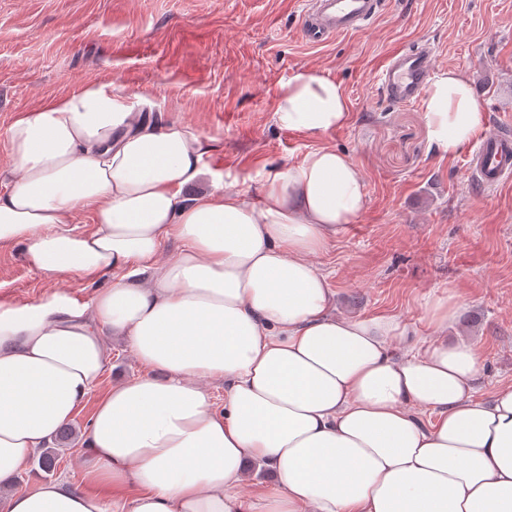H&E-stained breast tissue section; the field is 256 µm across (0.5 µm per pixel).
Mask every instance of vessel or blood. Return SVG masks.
<instances>
[{"instance_id":"vessel-or-blood-1","label":"vessel or blood","mask_w":512,"mask_h":512,"mask_svg":"<svg viewBox=\"0 0 512 512\" xmlns=\"http://www.w3.org/2000/svg\"><path fill=\"white\" fill-rule=\"evenodd\" d=\"M381 12L379 0H304L302 34L313 45L359 31ZM430 50H398L389 57L377 80L385 100L398 105L419 102L433 74ZM470 184L486 193L512 181V128L497 126L486 132L467 158Z\"/></svg>"}]
</instances>
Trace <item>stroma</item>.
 Returning <instances> with one entry per match:
<instances>
[{
    "instance_id": "1",
    "label": "stroma",
    "mask_w": 512,
    "mask_h": 512,
    "mask_svg": "<svg viewBox=\"0 0 512 512\" xmlns=\"http://www.w3.org/2000/svg\"><path fill=\"white\" fill-rule=\"evenodd\" d=\"M303 0H0V166L7 130L43 99L113 84L124 104L213 140L206 165L225 186L259 200L258 171L287 169L313 148L347 153L365 180L366 207L313 261L338 313L396 315L424 343L434 334L430 298L454 296L449 342L483 360L477 400L512 386V184L479 195L466 151L432 146L422 104L394 105L376 75L400 48L430 44L434 70L467 74L488 126L512 125V0H384L375 22L321 45L306 44ZM312 71L339 83L350 118L323 134L275 123L280 87ZM111 276L50 278L0 248V302L65 294L89 303ZM88 397L53 474L87 488L83 432Z\"/></svg>"
}]
</instances>
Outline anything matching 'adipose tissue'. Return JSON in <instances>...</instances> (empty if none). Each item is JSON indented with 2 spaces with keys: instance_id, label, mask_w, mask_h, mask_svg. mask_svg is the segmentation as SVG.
Here are the masks:
<instances>
[{
  "instance_id": "ef3b65f1",
  "label": "adipose tissue",
  "mask_w": 512,
  "mask_h": 512,
  "mask_svg": "<svg viewBox=\"0 0 512 512\" xmlns=\"http://www.w3.org/2000/svg\"><path fill=\"white\" fill-rule=\"evenodd\" d=\"M424 110L449 157L487 123L456 70L429 84ZM274 118L325 133L348 123V99L303 71L282 85ZM8 145L0 247L22 245L52 278L112 282L85 307L59 294L0 304L5 512H512V387L474 400L481 359L446 337L456 303L429 300L437 335L417 351L398 317L330 312L312 258L366 206L346 154L321 146L263 172L256 202L219 180L187 197L206 137L145 121L97 85L25 111ZM89 206L95 227L77 230ZM167 239L180 247L163 261ZM109 335L128 340L144 375L104 385ZM207 380L223 381V410ZM94 392L93 491L39 480L11 492ZM254 464L274 481L247 494Z\"/></svg>"
}]
</instances>
